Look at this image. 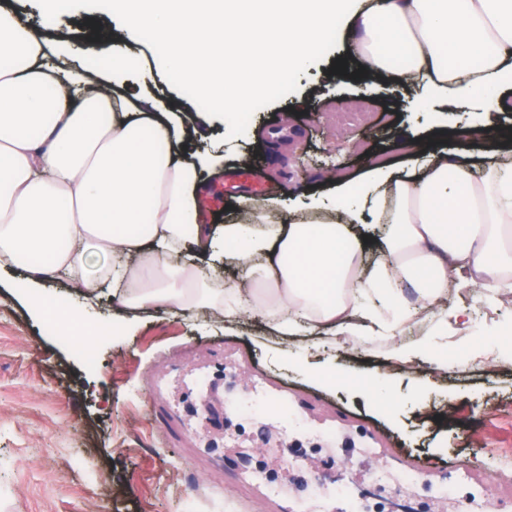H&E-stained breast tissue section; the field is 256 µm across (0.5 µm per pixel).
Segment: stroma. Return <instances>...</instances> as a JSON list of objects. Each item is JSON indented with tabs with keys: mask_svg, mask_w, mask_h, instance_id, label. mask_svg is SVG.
Listing matches in <instances>:
<instances>
[{
	"mask_svg": "<svg viewBox=\"0 0 512 512\" xmlns=\"http://www.w3.org/2000/svg\"><path fill=\"white\" fill-rule=\"evenodd\" d=\"M48 43L65 45L79 69L120 45L139 56L122 75L124 92L155 96L208 136L192 145L218 172L203 184L207 219L247 223L248 200L274 199L287 214L317 223L335 200L337 184L359 183L375 155L413 170L427 154L397 150L400 139L469 124H512V112H486L479 102L444 105L421 83H398L368 72L350 79L331 73L347 57L351 29L337 19L331 37L278 88L232 120L200 103L178 76L158 67L149 37L128 38L108 0H60L58 23L44 24L39 0H0ZM110 39L86 34L89 23ZM356 99L367 120L338 126ZM20 268H0V512H300L314 477L336 480V455L348 443L398 456L404 469L447 470L469 460L498 474L497 449L512 448V345L490 350L486 339L512 330V304H490L479 289L448 290V333L430 344V325L406 324L395 343L422 350L411 373L383 375L387 398L374 395L372 376L386 364L384 345H325L308 355L289 352L258 315L227 324L206 311L172 317L160 310L109 335L86 362L63 330H51L16 295ZM55 303L81 310L88 329L111 322L115 303L71 296L64 285L42 287ZM447 361L434 378L430 360ZM235 373L240 406L205 419L194 412L216 368ZM284 408L254 418L257 401ZM488 436L487 445L475 436ZM303 449L283 470L284 449ZM251 455L241 463L240 452Z\"/></svg>",
	"mask_w": 512,
	"mask_h": 512,
	"instance_id": "1",
	"label": "stroma"
}]
</instances>
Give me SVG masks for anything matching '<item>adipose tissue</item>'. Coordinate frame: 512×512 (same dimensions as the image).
Returning <instances> with one entry per match:
<instances>
[{"mask_svg": "<svg viewBox=\"0 0 512 512\" xmlns=\"http://www.w3.org/2000/svg\"><path fill=\"white\" fill-rule=\"evenodd\" d=\"M113 9L130 36L165 47L164 71L228 115L305 64L340 16L354 33L351 60L387 72L390 56L403 54L401 81L512 112V96L499 92L512 85V0H113ZM379 42L385 52H375ZM0 51L16 62L0 67V263L24 267L30 311L57 319L76 341L82 316L53 311L44 281H64L84 299L114 285L122 324L155 310L207 309L228 322L256 310L301 350L310 336L339 347L386 343L408 322L447 319L448 288L463 274L512 303V173L501 161L512 152L511 126L466 128L424 170L340 192L338 218L277 222L272 203L253 200L251 223L218 229L199 206L208 162L188 153L201 129L175 123L153 97L128 99L116 81L137 57L116 49L72 69L64 57L48 60L5 8ZM472 54L482 67L461 71L455 57ZM67 81L85 88L77 106L64 100ZM471 144L483 153L471 156ZM381 193L390 199L377 212L385 231L363 241L355 199L376 206ZM216 250L237 268L236 285L214 288L203 276Z\"/></svg>", "mask_w": 512, "mask_h": 512, "instance_id": "1", "label": "adipose tissue"}]
</instances>
